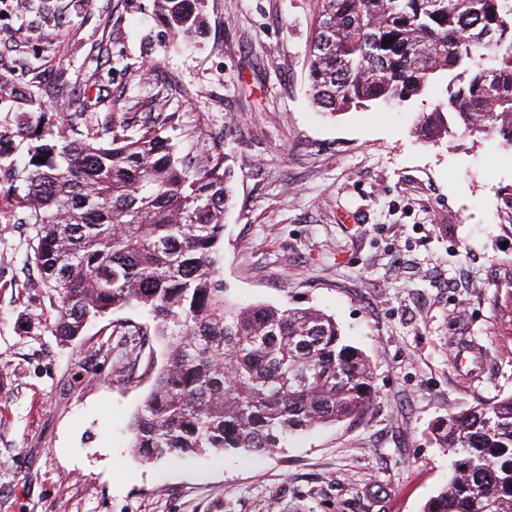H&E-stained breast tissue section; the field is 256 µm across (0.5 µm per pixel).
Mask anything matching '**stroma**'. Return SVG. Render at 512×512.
<instances>
[{
  "label": "stroma",
  "instance_id": "obj_1",
  "mask_svg": "<svg viewBox=\"0 0 512 512\" xmlns=\"http://www.w3.org/2000/svg\"><path fill=\"white\" fill-rule=\"evenodd\" d=\"M320 0H206L191 47L150 38L153 0H0V122L85 97L176 115L180 154L236 176L224 281L244 303L315 307L370 359L369 411L269 454L137 461L131 415L163 361L24 330L43 307L24 224L0 223V512H423L450 459L437 417L512 394V147L416 131L434 95L330 116L311 105ZM106 53H99L100 42ZM479 353L458 363L456 352Z\"/></svg>",
  "mask_w": 512,
  "mask_h": 512
}]
</instances>
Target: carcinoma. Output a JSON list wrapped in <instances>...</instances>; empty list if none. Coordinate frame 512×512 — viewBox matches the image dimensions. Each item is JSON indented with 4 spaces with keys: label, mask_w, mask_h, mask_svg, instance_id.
I'll return each instance as SVG.
<instances>
[{
    "label": "carcinoma",
    "mask_w": 512,
    "mask_h": 512,
    "mask_svg": "<svg viewBox=\"0 0 512 512\" xmlns=\"http://www.w3.org/2000/svg\"><path fill=\"white\" fill-rule=\"evenodd\" d=\"M156 2L159 41L203 34L204 0ZM308 76L331 114L442 87L424 135L461 127L512 147V0H322ZM92 106L61 119L38 103L34 120L0 125V222L35 232L25 262L47 304L25 323L75 343L117 311L149 315L150 326L123 324L101 344L116 362L147 336L165 347L129 424L134 455L265 454L364 415L372 365L333 316L227 297L224 157L178 155L165 112L134 125L114 112L91 128ZM432 435L452 469L423 512H512V395L438 419Z\"/></svg>",
    "instance_id": "obj_1"
}]
</instances>
